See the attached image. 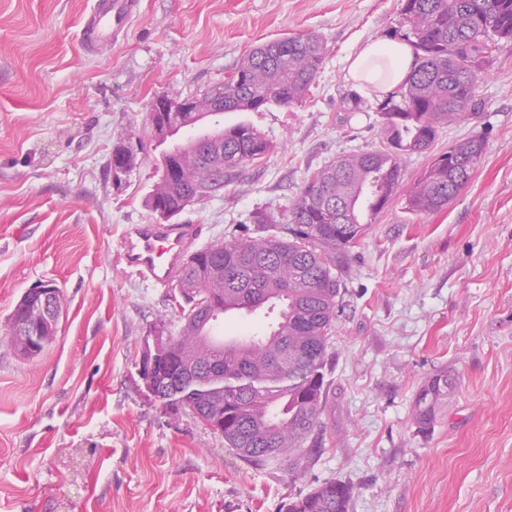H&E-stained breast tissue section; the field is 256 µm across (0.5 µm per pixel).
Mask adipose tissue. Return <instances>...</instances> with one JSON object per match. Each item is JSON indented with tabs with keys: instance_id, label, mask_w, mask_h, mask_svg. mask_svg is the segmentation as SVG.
<instances>
[{
	"instance_id": "ef3b65f1",
	"label": "adipose tissue",
	"mask_w": 512,
	"mask_h": 512,
	"mask_svg": "<svg viewBox=\"0 0 512 512\" xmlns=\"http://www.w3.org/2000/svg\"><path fill=\"white\" fill-rule=\"evenodd\" d=\"M413 47L398 40H369L347 58L346 77L360 90L390 92L414 68Z\"/></svg>"
}]
</instances>
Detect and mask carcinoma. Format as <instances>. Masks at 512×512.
Listing matches in <instances>:
<instances>
[{
    "label": "carcinoma",
    "instance_id": "1",
    "mask_svg": "<svg viewBox=\"0 0 512 512\" xmlns=\"http://www.w3.org/2000/svg\"><path fill=\"white\" fill-rule=\"evenodd\" d=\"M403 36L420 57L401 86V100L377 105L387 149L344 155L313 172L288 206L287 222L255 218V237L211 244L191 256L179 275L181 313L191 316L190 333L176 332L177 370L154 373L153 401L165 411L178 402L218 429L224 442L256 465L285 464L297 475L307 444L316 442L325 408V370L335 330L340 283L336 259L354 246L399 192L402 153L421 152L440 128L464 120L472 110L478 81L492 68L489 36L512 38V0H405ZM326 54L314 34L289 36L250 49L230 82L190 96L192 106L214 115L259 111L271 104H298L309 94ZM271 143L246 124L220 128L198 150L185 144L162 154V175L149 197L173 215L224 186L247 165L262 161ZM482 144L468 139L448 146L414 183L407 208L434 212L461 190L478 169ZM207 305L198 303L200 297ZM280 306V319L261 336L217 344L209 325L224 314ZM453 389L446 375L419 391L415 419L428 429L436 407ZM352 489L329 480L296 497L285 512H350Z\"/></svg>",
    "mask_w": 512,
    "mask_h": 512
}]
</instances>
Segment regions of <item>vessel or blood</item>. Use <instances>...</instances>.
<instances>
[{
  "label": "vessel or blood",
  "mask_w": 512,
  "mask_h": 512,
  "mask_svg": "<svg viewBox=\"0 0 512 512\" xmlns=\"http://www.w3.org/2000/svg\"><path fill=\"white\" fill-rule=\"evenodd\" d=\"M139 7V0H95L82 20L86 51L117 41ZM198 224L126 225L118 255L122 270L139 280L167 287L176 282L184 261L198 250Z\"/></svg>",
  "instance_id": "vessel-or-blood-1"
}]
</instances>
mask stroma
Instances as JSON below:
<instances>
[{
    "mask_svg": "<svg viewBox=\"0 0 512 512\" xmlns=\"http://www.w3.org/2000/svg\"><path fill=\"white\" fill-rule=\"evenodd\" d=\"M93 2L0 0V512H284L328 480L351 487V512H512V41L496 40L469 119L400 157L407 190L449 144L480 137L470 182L431 214L397 195L339 261L326 431L295 477L143 395L145 336L181 320L173 288L121 271L118 239L155 219L151 100L204 91L268 40L320 37L310 94L221 115L272 148L176 223L206 225V246L247 236L257 214L285 221L311 172L384 150L378 99L345 66L397 30L402 0H141L125 36L92 56L81 21ZM119 142L137 156L120 177ZM46 281L61 292L58 333L25 359L9 316ZM438 374L456 387L423 433L414 400Z\"/></svg>",
    "mask_w": 512,
    "mask_h": 512,
    "instance_id": "1",
    "label": "stroma"
}]
</instances>
